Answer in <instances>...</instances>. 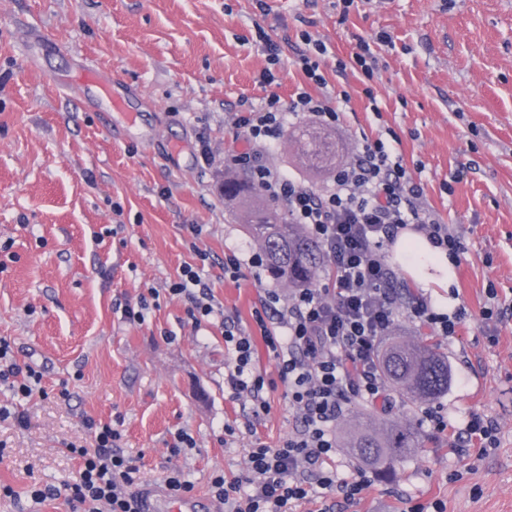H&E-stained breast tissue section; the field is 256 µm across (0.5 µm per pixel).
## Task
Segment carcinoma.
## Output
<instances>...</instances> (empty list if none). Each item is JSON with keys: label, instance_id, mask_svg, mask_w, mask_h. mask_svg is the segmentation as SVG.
I'll return each instance as SVG.
<instances>
[{"label": "carcinoma", "instance_id": "cac0c4a2", "mask_svg": "<svg viewBox=\"0 0 512 512\" xmlns=\"http://www.w3.org/2000/svg\"><path fill=\"white\" fill-rule=\"evenodd\" d=\"M335 157L336 144L318 132L309 134L301 145L307 167H321ZM224 201L243 210L245 228L272 280L293 290L316 285L324 254L304 225L290 223L261 203L254 181L237 174L224 175ZM378 360L391 390L412 403H429L448 391V358L423 340L391 334L383 340ZM344 447L386 474L400 459L419 450L412 426L394 420L357 424Z\"/></svg>", "mask_w": 512, "mask_h": 512}]
</instances>
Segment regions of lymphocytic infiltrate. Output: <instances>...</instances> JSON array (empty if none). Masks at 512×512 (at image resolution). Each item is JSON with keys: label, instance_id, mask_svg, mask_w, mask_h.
<instances>
[{"label": "lymphocytic infiltrate", "instance_id": "obj_1", "mask_svg": "<svg viewBox=\"0 0 512 512\" xmlns=\"http://www.w3.org/2000/svg\"><path fill=\"white\" fill-rule=\"evenodd\" d=\"M313 48V54L299 57L307 84L296 90L288 104L271 95L239 116L246 145L237 158L250 170L262 194L284 202L289 220L305 225L320 244L334 269L333 285L303 288L284 298L268 292L264 306L276 310L286 335L266 329L258 342L242 332L224 333V342L232 350L227 383L234 393L250 394L258 410H267L262 395L265 378L255 367L257 345L265 343L274 353L284 397L300 419L299 428L278 446L259 442L250 448L246 480L229 481L220 475L212 479L211 490L227 512H292L293 504L319 489L341 493L349 501L358 498L368 485L366 475L360 472L341 479L330 465L336 453V422L351 401L385 399L377 356L400 310H407L413 321L433 335L448 338L469 317L466 307L444 312L421 298L408 307L400 305L387 246L408 228L423 233L452 259L458 257L461 243L434 211L417 206L423 188L412 181L395 150L379 140L364 141L322 191L264 165L263 154L283 136L287 115L310 116L325 125L340 119L320 71L319 59L328 49L321 42ZM314 86L322 88V95L311 94ZM41 379L32 366L16 362L10 341L0 337V384L27 398ZM423 418L434 430L447 433L450 450L459 456L466 454L473 440H492V423L478 415L455 429L449 428L440 408L425 409ZM85 425L94 436V447L68 446L70 453L83 460L77 478L61 490L34 489L32 499L41 503L63 491L71 512H141V498L132 491L139 468L132 458L112 450L120 437L118 430L91 419Z\"/></svg>", "mask_w": 512, "mask_h": 512}]
</instances>
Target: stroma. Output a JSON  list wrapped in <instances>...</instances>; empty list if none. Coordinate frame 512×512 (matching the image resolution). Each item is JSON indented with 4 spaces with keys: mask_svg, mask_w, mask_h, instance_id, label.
<instances>
[{
    "mask_svg": "<svg viewBox=\"0 0 512 512\" xmlns=\"http://www.w3.org/2000/svg\"><path fill=\"white\" fill-rule=\"evenodd\" d=\"M267 38L281 50L269 85ZM313 41L328 47L321 68L342 109L330 129L337 163L366 139L395 147L423 205L464 246L455 305L494 309L435 343L451 370L438 400L449 424L491 419L495 443L460 457L422 405L351 402L337 434L407 420L420 452L385 475L337 448L340 477L369 478L361 500L319 493L295 512L436 500L445 512H512V0H0V337L42 374L24 422L0 420V483L15 492L0 512H69L65 496L38 504L31 492L75 479L81 461L66 446L94 447L89 417L120 432L115 450L135 460L139 492L165 495L176 468L191 499L214 508L213 476H246L254 442L278 445L295 428L266 346L256 367L270 382L267 411L253 413L226 382L225 329L257 337L278 319L256 322L275 285L250 266L257 248L218 186L244 146L237 114L272 94L289 102ZM363 41L376 57L370 77L353 62ZM87 66L111 72L124 111L79 93ZM311 123L291 119L265 162L319 191L334 170L303 167L292 133ZM232 257L236 280L224 275ZM188 266L222 314L194 321L191 299L171 293ZM129 307L143 321L127 319ZM184 434L193 446H180Z\"/></svg>",
    "mask_w": 512,
    "mask_h": 512,
    "instance_id": "stroma-1",
    "label": "stroma"
}]
</instances>
